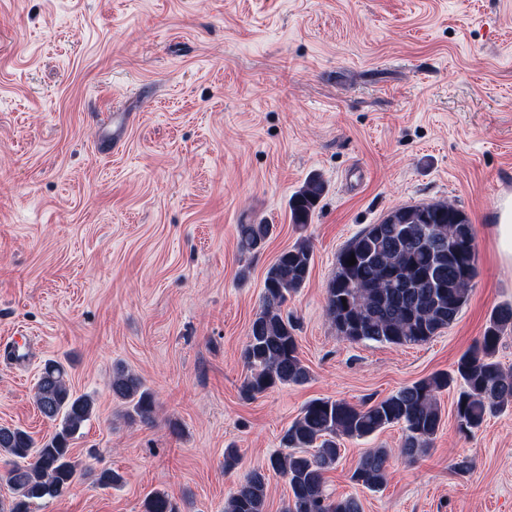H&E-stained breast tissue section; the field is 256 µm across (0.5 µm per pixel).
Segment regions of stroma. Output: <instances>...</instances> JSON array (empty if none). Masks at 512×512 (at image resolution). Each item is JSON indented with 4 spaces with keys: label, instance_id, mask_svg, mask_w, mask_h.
<instances>
[{
    "label": "stroma",
    "instance_id": "obj_1",
    "mask_svg": "<svg viewBox=\"0 0 512 512\" xmlns=\"http://www.w3.org/2000/svg\"><path fill=\"white\" fill-rule=\"evenodd\" d=\"M115 112L132 115L124 143L99 153ZM314 174L326 192L301 231L288 202ZM506 185L512 0H0V425L54 432L34 402L50 359L96 404L73 444L80 478L33 512H142L155 491L224 512L308 401L369 404L451 370L512 304L493 231ZM431 201L473 224L467 304L421 345L340 339L325 316L337 252ZM249 221L276 227L254 257L237 245ZM303 236L311 272L285 310L309 378L244 397L265 273ZM118 363L153 392L152 422L124 418ZM455 395L439 396L432 448L392 459L379 491L351 473L401 428L344 441L328 493L363 512H512V408L464 435ZM107 468L121 484L97 483Z\"/></svg>",
    "mask_w": 512,
    "mask_h": 512
}]
</instances>
